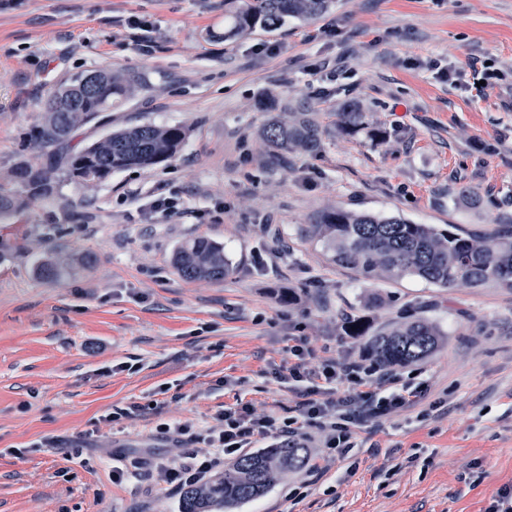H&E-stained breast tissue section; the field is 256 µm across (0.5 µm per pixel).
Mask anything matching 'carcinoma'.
I'll return each instance as SVG.
<instances>
[{
  "instance_id": "obj_1",
  "label": "carcinoma",
  "mask_w": 512,
  "mask_h": 512,
  "mask_svg": "<svg viewBox=\"0 0 512 512\" xmlns=\"http://www.w3.org/2000/svg\"><path fill=\"white\" fill-rule=\"evenodd\" d=\"M331 2L224 0V39H237L258 26L277 27L288 17H317ZM90 74L96 80L94 93L85 92L83 75L57 88L47 99L44 114L25 133L38 161L21 164L0 177V224L11 223L20 211L53 196L63 180L101 182L117 171L153 167L181 148L186 138L183 127L144 123L112 131L68 152L75 129L104 121V111L146 83L141 73L92 70ZM337 116L344 130L359 129L365 123L364 113L352 102ZM261 136L274 161L288 152L313 154L323 149V129L310 112H285L265 124ZM314 229L331 243L336 264L354 268L369 280L410 275L444 288L461 282L474 287L491 283L512 290V234L486 238L415 224L400 216L340 208L320 212ZM171 264L190 281H221L232 272L224 245L204 237L176 246ZM442 342L439 326L417 316L374 332L368 350L378 365L400 367L430 357ZM306 462L307 449L286 442L242 455L222 475L184 489L180 512H229L264 495L285 473L302 469Z\"/></svg>"
}]
</instances>
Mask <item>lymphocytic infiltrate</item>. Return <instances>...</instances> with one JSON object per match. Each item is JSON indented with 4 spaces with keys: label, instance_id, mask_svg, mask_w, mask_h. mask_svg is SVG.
Segmentation results:
<instances>
[{
    "label": "lymphocytic infiltrate",
    "instance_id": "lymphocytic-infiltrate-1",
    "mask_svg": "<svg viewBox=\"0 0 512 512\" xmlns=\"http://www.w3.org/2000/svg\"><path fill=\"white\" fill-rule=\"evenodd\" d=\"M293 362L287 383L301 400L288 417H254L249 405L240 403L218 414L212 425L194 428L188 422L164 425L165 433L189 436L197 447L176 459L150 457L112 458L115 481L137 479L149 472L161 473L172 488L180 490L212 479L225 458L268 440L294 442L311 451V473L323 463L350 458L356 446L352 426L368 418L387 416L412 407L421 387L399 382L376 365L349 358H327L313 363L314 353L305 340L290 348Z\"/></svg>",
    "mask_w": 512,
    "mask_h": 512
}]
</instances>
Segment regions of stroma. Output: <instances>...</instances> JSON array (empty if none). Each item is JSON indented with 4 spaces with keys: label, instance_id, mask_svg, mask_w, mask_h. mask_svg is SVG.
<instances>
[{
    "label": "stroma",
    "instance_id": "35a3bbf8",
    "mask_svg": "<svg viewBox=\"0 0 512 512\" xmlns=\"http://www.w3.org/2000/svg\"><path fill=\"white\" fill-rule=\"evenodd\" d=\"M95 69L148 83L70 149L146 122L187 137L165 163L64 183L0 224V512H179L159 476L114 481L112 454L177 455L162 424L199 426L239 401L287 416L298 398L273 373L295 337L320 359H364L348 318L374 329L415 311L446 339L395 370L422 384L420 401L356 426L355 465L288 474L237 512H486L512 486V291L366 279L336 264L312 221L338 207L504 231L512 0H337L233 42L224 0H23L0 13V175L36 162L24 136L50 93ZM490 71L500 79L482 87ZM349 101L367 123L350 135L335 124ZM299 108L318 113L323 150L274 164L260 129ZM463 187L478 205L458 200ZM152 194L184 213L145 223ZM197 237L223 244L232 275L176 273L173 248ZM52 255L75 263L46 279ZM116 407L131 416L109 421Z\"/></svg>",
    "mask_w": 512,
    "mask_h": 512
}]
</instances>
